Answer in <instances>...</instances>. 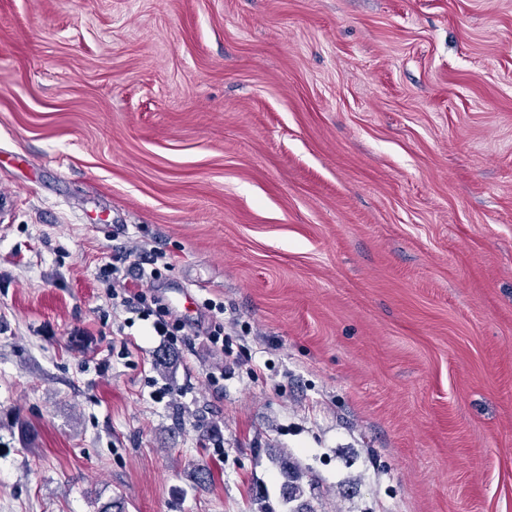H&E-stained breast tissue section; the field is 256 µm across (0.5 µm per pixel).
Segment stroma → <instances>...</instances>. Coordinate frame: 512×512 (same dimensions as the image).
I'll return each instance as SVG.
<instances>
[{"instance_id": "35a3bbf8", "label": "stroma", "mask_w": 512, "mask_h": 512, "mask_svg": "<svg viewBox=\"0 0 512 512\" xmlns=\"http://www.w3.org/2000/svg\"><path fill=\"white\" fill-rule=\"evenodd\" d=\"M286 459L512 512V0H0V512H289ZM137 258V249L125 248L114 253L112 263L105 265L112 275V299L120 297L122 306L139 320L147 321L154 316L152 327L156 335L174 341L178 333H185L192 322L177 315L155 295L152 284L159 277V269L152 267L147 271ZM148 301L154 303V310ZM205 308L209 312L210 325L206 330V339L210 346L217 350L223 351L224 349V323L217 314H224V305L208 301L205 303Z\"/></svg>"}]
</instances>
